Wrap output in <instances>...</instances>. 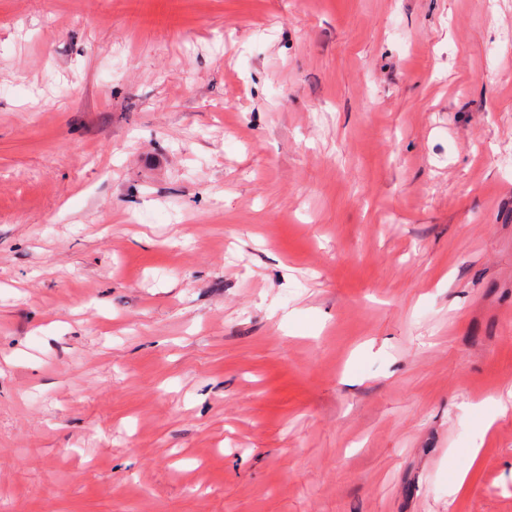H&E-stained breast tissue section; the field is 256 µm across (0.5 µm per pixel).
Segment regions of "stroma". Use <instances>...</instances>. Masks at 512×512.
<instances>
[{"instance_id": "stroma-1", "label": "stroma", "mask_w": 512, "mask_h": 512, "mask_svg": "<svg viewBox=\"0 0 512 512\" xmlns=\"http://www.w3.org/2000/svg\"><path fill=\"white\" fill-rule=\"evenodd\" d=\"M512 0H0V504L512 512Z\"/></svg>"}]
</instances>
